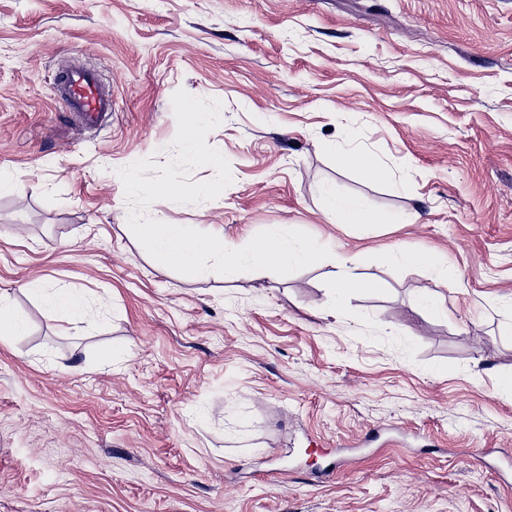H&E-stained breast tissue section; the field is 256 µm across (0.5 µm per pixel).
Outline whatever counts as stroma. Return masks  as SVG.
<instances>
[{
	"label": "stroma",
	"mask_w": 512,
	"mask_h": 512,
	"mask_svg": "<svg viewBox=\"0 0 512 512\" xmlns=\"http://www.w3.org/2000/svg\"><path fill=\"white\" fill-rule=\"evenodd\" d=\"M74 64L112 92L97 127L55 100ZM180 89L221 102L232 182L150 212L331 258L154 269L118 171L174 157ZM352 132L391 181L325 151ZM0 171V298L26 317L0 342V512H512L488 454L512 449V0H0ZM325 184L407 221L330 223ZM347 254L376 286L339 308ZM30 290L40 295L50 307L58 311L74 315L80 309V299L73 294L51 291L40 283L32 284Z\"/></svg>",
	"instance_id": "1"
}]
</instances>
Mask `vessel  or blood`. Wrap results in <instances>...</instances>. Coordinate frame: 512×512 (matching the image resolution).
Masks as SVG:
<instances>
[{
    "label": "vessel or blood",
    "mask_w": 512,
    "mask_h": 512,
    "mask_svg": "<svg viewBox=\"0 0 512 512\" xmlns=\"http://www.w3.org/2000/svg\"><path fill=\"white\" fill-rule=\"evenodd\" d=\"M56 96L67 115L88 127L97 126L104 114L112 110V95L97 75L86 69H73L61 74L56 83Z\"/></svg>",
    "instance_id": "b4317fda"
}]
</instances>
